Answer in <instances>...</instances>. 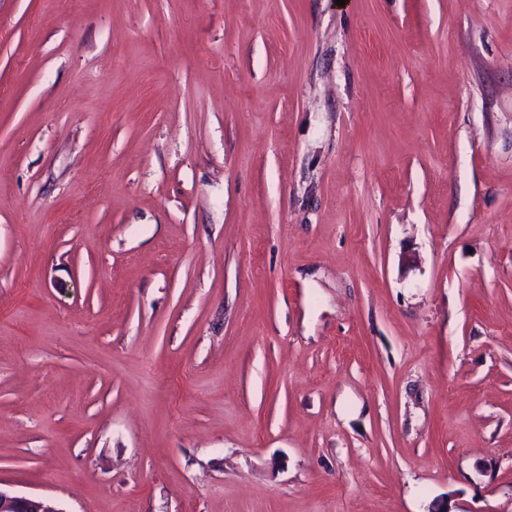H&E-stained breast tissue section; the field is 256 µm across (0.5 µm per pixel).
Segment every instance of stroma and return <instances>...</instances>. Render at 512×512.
<instances>
[{
	"label": "stroma",
	"instance_id": "35a3bbf8",
	"mask_svg": "<svg viewBox=\"0 0 512 512\" xmlns=\"http://www.w3.org/2000/svg\"><path fill=\"white\" fill-rule=\"evenodd\" d=\"M0 488L512 512V0H0Z\"/></svg>",
	"mask_w": 512,
	"mask_h": 512
}]
</instances>
